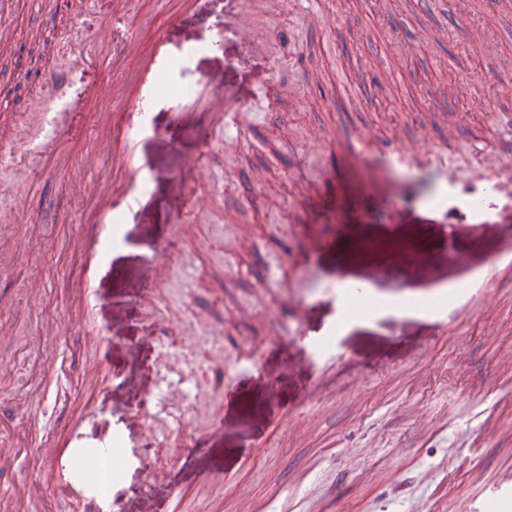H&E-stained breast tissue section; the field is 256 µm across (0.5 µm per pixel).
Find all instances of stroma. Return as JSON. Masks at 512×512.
Instances as JSON below:
<instances>
[{"label": "stroma", "mask_w": 512, "mask_h": 512, "mask_svg": "<svg viewBox=\"0 0 512 512\" xmlns=\"http://www.w3.org/2000/svg\"><path fill=\"white\" fill-rule=\"evenodd\" d=\"M397 22L387 36L380 16ZM90 27L96 73H75L87 112L64 132L43 174L23 177L24 156L56 128L40 73L0 102V409L41 384L44 402L20 421L19 444L36 445L38 427L68 450L76 422L111 431L126 423L141 467L109 486L110 512H264L292 498L299 512H463L464 495L512 463V266L479 279L472 316L441 320L381 316L330 337L334 355H313L310 337L336 314L337 282L372 286L387 299H407L429 282L398 287L386 268L437 263L439 282L455 278L449 251L474 259L494 242L482 229L454 236L416 210L399 219L368 211L361 178L392 141L409 151L429 145L447 153L458 185L477 192L474 156L496 160L497 115L512 111V19L487 13L485 0H318L308 18L257 0L247 19L278 57L274 80L245 101L239 124L260 148L199 147L191 128L169 120L168 95L190 86V107L209 99L203 75L217 65L209 50L224 16V0H195L168 16L156 0L117 12L115 0H10L6 21L15 52L39 46L46 69L66 67L75 17ZM497 30L487 50L474 46L479 27ZM415 32L431 39L428 53L408 58L398 40ZM138 49L122 52L123 34ZM176 53L172 66L147 76L141 53L158 39ZM480 88L457 136L433 107L454 94L456 74ZM378 79L375 98L351 86ZM159 101L152 131L132 110L144 92ZM164 130L158 139L156 130ZM370 138L368 161L347 156L355 134ZM199 150L187 189L192 199L173 219L178 148ZM130 152L152 171L134 210L109 218L107 232L125 238L117 251L87 255L70 246L84 213L99 211L103 188L120 181L113 152ZM257 186L255 201L240 188ZM336 197V221L314 224L326 195ZM377 238V252L359 250ZM163 243L162 279L148 259ZM83 270L90 298L75 300L71 276ZM107 306H97L95 294ZM305 305L295 334L289 295ZM74 315L62 350L74 351L63 373L41 375L38 344L50 313ZM105 328L99 342L95 328ZM190 442L178 451L165 432L180 407ZM222 426H214L211 411ZM491 419L498 435L483 455L459 457L460 438ZM314 428L302 436L287 420ZM149 422L153 434L140 429ZM18 481L39 482L59 512H91L86 498L62 493L53 473L21 463Z\"/></svg>", "instance_id": "stroma-1"}]
</instances>
